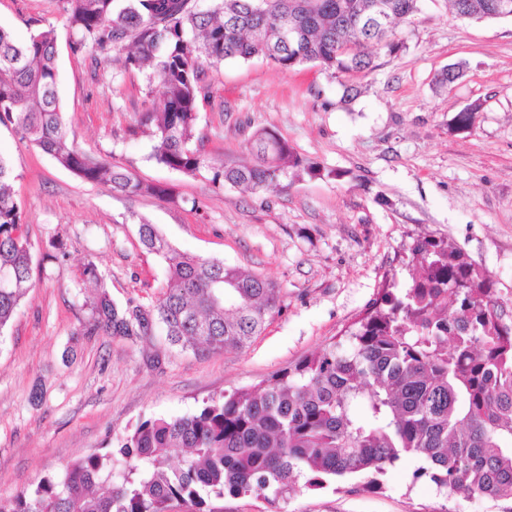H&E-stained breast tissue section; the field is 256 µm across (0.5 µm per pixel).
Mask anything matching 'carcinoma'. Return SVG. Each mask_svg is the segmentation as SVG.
<instances>
[{
  "mask_svg": "<svg viewBox=\"0 0 512 512\" xmlns=\"http://www.w3.org/2000/svg\"><path fill=\"white\" fill-rule=\"evenodd\" d=\"M512 0H452L465 19H512ZM75 51L109 53L125 40V67L148 71L163 100L140 114L156 140V163L193 175L206 164L195 144L205 68L264 58L284 71L315 63L333 74L367 73L373 50L399 49L395 24L420 0H391L372 26L374 0H60ZM53 25L23 42L0 27V125L91 183L130 195L164 196L70 139L63 121ZM250 159L213 180L256 194L282 179L314 176L288 142L259 134ZM11 173L0 159V334L32 288L31 245L21 232ZM144 248L167 263L156 303L112 302L96 265L89 330L147 336L220 354L243 350L280 311L281 288L217 259L177 253L139 222ZM410 280L391 277L351 329L255 389L205 402L193 413L147 419L125 435L119 456L92 453L42 476L0 512H217L212 501L255 496L272 508L329 476L375 475L403 457L437 488L512 500V323L489 275L443 239L409 249ZM179 448L174 465L163 454Z\"/></svg>",
  "mask_w": 512,
  "mask_h": 512,
  "instance_id": "cac0c4a2",
  "label": "carcinoma"
}]
</instances>
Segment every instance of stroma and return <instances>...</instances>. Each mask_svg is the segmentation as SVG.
I'll return each instance as SVG.
<instances>
[{
    "mask_svg": "<svg viewBox=\"0 0 512 512\" xmlns=\"http://www.w3.org/2000/svg\"><path fill=\"white\" fill-rule=\"evenodd\" d=\"M58 32L64 123L79 147L168 194L130 196L89 183L0 126L33 288L0 335V499L94 452L117 450L139 421L176 417L339 341L376 298L386 276L406 279L414 238L448 240L487 271L512 322V19L458 18L450 0H421L400 22V50L376 51L373 71L331 75L310 63L290 71L255 58L204 75L196 134L206 166L188 176L156 164L154 141L136 128L162 88L124 69L122 53L73 51L59 0H0V26L25 40ZM466 63L436 87L438 72ZM361 94L340 102L344 84ZM477 106L473 126L455 116ZM286 140L317 176L257 194L215 184V168L248 158L258 132ZM154 224L177 251L260 274L284 306L241 351L202 355L140 338L89 332L94 263L118 305L152 306L166 264L140 242ZM404 457L378 475L327 478L280 512H512L511 501L465 498L416 477Z\"/></svg>",
    "mask_w": 512,
    "mask_h": 512,
    "instance_id": "obj_1",
    "label": "stroma"
}]
</instances>
